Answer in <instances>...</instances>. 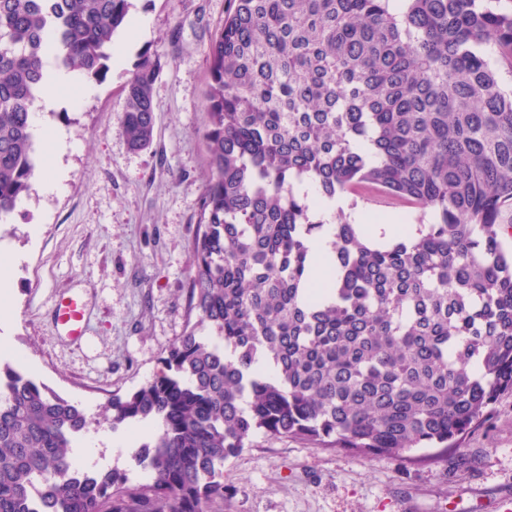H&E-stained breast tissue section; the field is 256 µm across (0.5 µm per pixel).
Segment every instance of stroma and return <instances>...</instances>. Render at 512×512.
<instances>
[{
    "instance_id": "stroma-1",
    "label": "stroma",
    "mask_w": 512,
    "mask_h": 512,
    "mask_svg": "<svg viewBox=\"0 0 512 512\" xmlns=\"http://www.w3.org/2000/svg\"><path fill=\"white\" fill-rule=\"evenodd\" d=\"M229 0H134L145 36L124 29L123 66L90 90L73 87L41 113L61 132L56 158L67 172L50 193L33 190L0 226V256L16 262L9 321L0 320V359L98 415L107 398L151 379L182 335L188 270L207 150L202 134L206 53ZM164 65L153 88L155 137L131 150L121 132L122 85L139 54ZM91 305L87 336H57L49 312L58 294ZM224 512H494L512 494V393L447 457L360 455L263 434L224 465Z\"/></svg>"
}]
</instances>
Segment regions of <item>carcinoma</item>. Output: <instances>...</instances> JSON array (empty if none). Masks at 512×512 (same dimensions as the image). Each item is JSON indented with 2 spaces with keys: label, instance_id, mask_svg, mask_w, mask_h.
Returning <instances> with one entry per match:
<instances>
[{
  "label": "carcinoma",
  "instance_id": "cac0c4a2",
  "mask_svg": "<svg viewBox=\"0 0 512 512\" xmlns=\"http://www.w3.org/2000/svg\"><path fill=\"white\" fill-rule=\"evenodd\" d=\"M207 51L209 175L184 333L100 417L0 362V512H221L224 464L260 432L401 457L446 452L512 392V8L500 0H229ZM132 0H0V224L38 164L31 108L48 57L102 80ZM162 56L123 86L121 132L154 139ZM320 196L373 189L422 214L406 240L335 217L310 279ZM154 420L132 484L83 471L100 421Z\"/></svg>",
  "mask_w": 512,
  "mask_h": 512
}]
</instances>
